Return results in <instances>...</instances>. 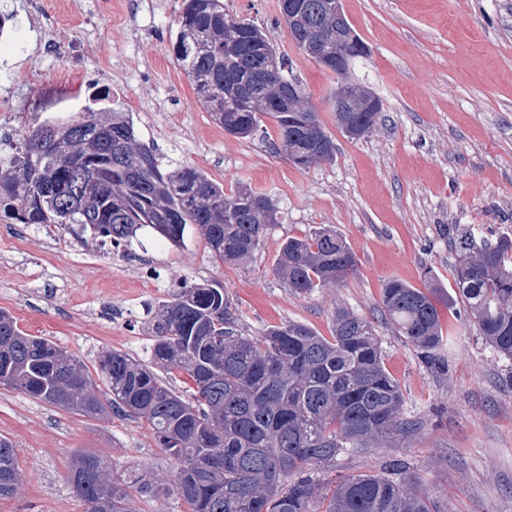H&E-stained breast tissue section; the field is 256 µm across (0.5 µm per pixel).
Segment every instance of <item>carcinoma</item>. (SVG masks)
<instances>
[{
	"label": "carcinoma",
	"mask_w": 512,
	"mask_h": 512,
	"mask_svg": "<svg viewBox=\"0 0 512 512\" xmlns=\"http://www.w3.org/2000/svg\"><path fill=\"white\" fill-rule=\"evenodd\" d=\"M220 0H182L174 20L176 63L208 102L224 131L264 135L272 121L276 153L300 169L336 157L317 156L311 128L332 139L303 89L298 106L279 101L281 67L289 66L262 28L229 25ZM112 113L104 121L97 106ZM96 92L82 117L65 123L80 133L67 155L37 150L39 128L0 153V212L18 224H79L113 246L150 227L179 245L197 226L213 257L231 263L252 255L279 223V207L249 189L230 193L194 167L162 168L138 140L130 113ZM453 240L460 298L480 336L512 359V236L478 239L457 224ZM278 272L298 295L338 286L358 271L353 250L336 231L320 228L282 245ZM381 309L398 336L413 345L431 371H448L449 331L428 289L398 279L385 284ZM151 362L102 353L99 373L111 393L102 400L85 365L64 348L21 330L0 310V386L68 412L108 410L144 423L178 464L172 489L137 477L127 481L97 469L101 460L79 454L70 476L83 512H135L137 492H174L188 512H444L402 460L386 474L344 478L323 491L313 471L348 451L381 448L415 430L404 417L405 397L388 371L374 323L339 307L331 336L305 323L272 325L245 336L241 314L224 289L187 285L156 303ZM184 384L180 390L154 369ZM22 482L13 443L0 437V498Z\"/></svg>",
	"instance_id": "carcinoma-1"
}]
</instances>
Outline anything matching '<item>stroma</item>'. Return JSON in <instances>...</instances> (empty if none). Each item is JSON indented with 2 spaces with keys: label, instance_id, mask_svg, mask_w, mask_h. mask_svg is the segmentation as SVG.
I'll return each mask as SVG.
<instances>
[{
  "label": "stroma",
  "instance_id": "35a3bbf8",
  "mask_svg": "<svg viewBox=\"0 0 512 512\" xmlns=\"http://www.w3.org/2000/svg\"><path fill=\"white\" fill-rule=\"evenodd\" d=\"M7 0L22 28L42 39L0 48V69L30 76L0 88V129L20 133L63 107L70 88L57 73L80 56L79 81L117 90L141 142L157 157L205 171L224 188L244 183L275 199L280 222L253 256L216 261L196 226L175 245L149 228L115 247L71 227L51 230L0 217V309L24 332L80 358L101 398L103 351L151 359L150 306L182 286L217 284L239 309L246 334L288 321L331 333L336 308L377 320L386 366L417 429L398 447L339 456L316 472L325 485L384 472L404 458L448 512H512V360L474 328L462 304H448L456 253L440 228L512 236V0H341L370 47L351 82L382 103L377 126L353 140L336 126L330 94L336 76L298 52L279 25L274 0H223L239 19L266 28L288 57L309 104L336 142V158L302 170L261 139L227 134L173 61L171 23L181 0ZM336 230L358 258L338 287L292 293L276 271L288 237ZM396 278L431 288L450 327L448 372L427 369L413 346L380 323L381 292ZM0 435L12 441L23 477L0 512H82L67 481L77 454L103 458L109 471L169 486L176 462L142 422L112 412L74 414L0 386Z\"/></svg>",
  "mask_w": 512,
  "mask_h": 512
}]
</instances>
